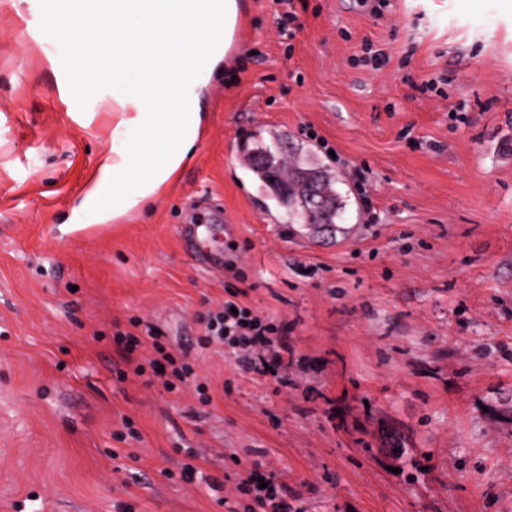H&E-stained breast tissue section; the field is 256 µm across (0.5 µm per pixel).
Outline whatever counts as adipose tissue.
Returning a JSON list of instances; mask_svg holds the SVG:
<instances>
[{"label":"adipose tissue","instance_id":"1","mask_svg":"<svg viewBox=\"0 0 512 512\" xmlns=\"http://www.w3.org/2000/svg\"><path fill=\"white\" fill-rule=\"evenodd\" d=\"M59 22L108 31L112 40V157L102 178L103 223L139 207L186 166L202 117L198 91L242 27L240 0H65Z\"/></svg>","mask_w":512,"mask_h":512}]
</instances>
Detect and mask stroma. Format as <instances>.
<instances>
[{
    "mask_svg": "<svg viewBox=\"0 0 512 512\" xmlns=\"http://www.w3.org/2000/svg\"><path fill=\"white\" fill-rule=\"evenodd\" d=\"M307 4L286 41L277 0H243L190 163L75 229L112 153V84L75 93L51 0H0V512H226L231 489L177 478L187 447L218 477L234 452L261 464L293 512H512V0ZM260 141L335 175L356 236L289 223L245 162ZM231 262L245 303L288 323L277 374L234 376L197 344ZM133 317L194 386L116 381ZM124 415L138 438H114Z\"/></svg>",
    "mask_w": 512,
    "mask_h": 512,
    "instance_id": "35a3bbf8",
    "label": "stroma"
}]
</instances>
